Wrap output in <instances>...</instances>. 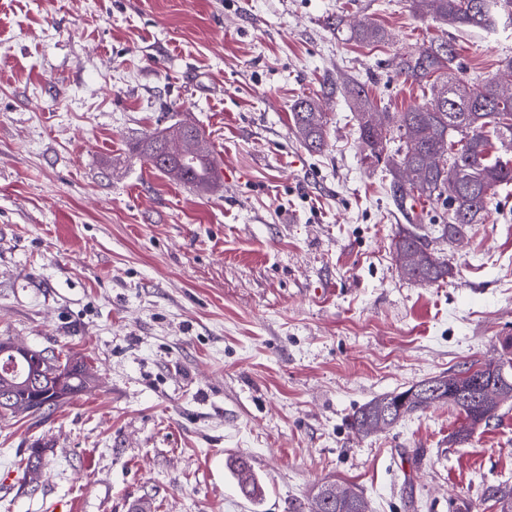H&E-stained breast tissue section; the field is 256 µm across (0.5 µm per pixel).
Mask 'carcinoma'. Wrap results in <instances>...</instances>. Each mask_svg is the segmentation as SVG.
Listing matches in <instances>:
<instances>
[{"instance_id":"obj_1","label":"carcinoma","mask_w":512,"mask_h":512,"mask_svg":"<svg viewBox=\"0 0 512 512\" xmlns=\"http://www.w3.org/2000/svg\"><path fill=\"white\" fill-rule=\"evenodd\" d=\"M415 9L456 31H490L501 19L512 20V0H412ZM382 28L366 22L350 28L348 39L365 44L383 41ZM456 47L449 40L434 43L415 54H401L391 61L396 76L411 79L427 88L424 103L398 113L397 125L385 129L382 140L374 144L365 136L360 113L376 112L365 84L349 79L343 83V98L354 111L359 143L364 155H384V167L393 173L396 164L413 177L392 178L394 201L404 209L409 199L425 198L442 203L441 223L434 225L437 239L453 242L462 238L472 224H481L497 187L512 183V93L505 94L491 82L469 81L457 61ZM296 137L310 152L326 145L324 113L313 99L296 102L292 112ZM198 128L177 125L152 134L137 144V150L158 171L199 189L215 180V161L211 154L187 142ZM398 141L393 153L388 143ZM429 234L421 224H400L393 244L422 256L413 279L435 283L449 275L446 262L434 258ZM492 380L512 389V358L471 366L447 376L438 394L407 388L375 397L353 414L351 428L367 435L387 429L406 416L431 408L448 406L461 417L454 438L466 442L474 430L497 417L499 403L488 406L461 402L456 392L471 382ZM94 381L83 363L61 359L51 349L17 347L0 337V398L6 397L10 416H41L82 392ZM241 493L253 500L262 498L264 489L250 462L238 456L230 461ZM328 486L315 495L313 512H367V502L356 492L350 498L327 500ZM485 500L499 512H512V486L496 485L486 490Z\"/></svg>"}]
</instances>
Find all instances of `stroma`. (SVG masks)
<instances>
[{
  "mask_svg": "<svg viewBox=\"0 0 512 512\" xmlns=\"http://www.w3.org/2000/svg\"><path fill=\"white\" fill-rule=\"evenodd\" d=\"M385 41L337 39L327 18ZM452 40L465 76L512 57V23L460 33L410 0H0V337L84 362L95 383L45 419H0V512H298L318 487L369 512H476L512 485V401L468 443L433 408L363 437L379 395L504 355L512 338V183L450 277H403L396 207L337 77L382 112L423 103L395 54ZM318 100L310 153L292 107ZM200 129L218 174L199 190L135 142ZM47 451L36 483L17 463ZM249 459L245 498L226 466ZM384 38V30L369 22L350 27L348 33L349 40H355L365 44L380 43ZM296 137L310 152H321L326 145L327 132L324 113L314 99L296 102L292 112ZM230 469L237 479L241 493L250 499H261L264 493L260 480L256 477L250 462L243 456H238L230 461Z\"/></svg>",
  "mask_w": 512,
  "mask_h": 512,
  "instance_id": "1",
  "label": "stroma"
}]
</instances>
